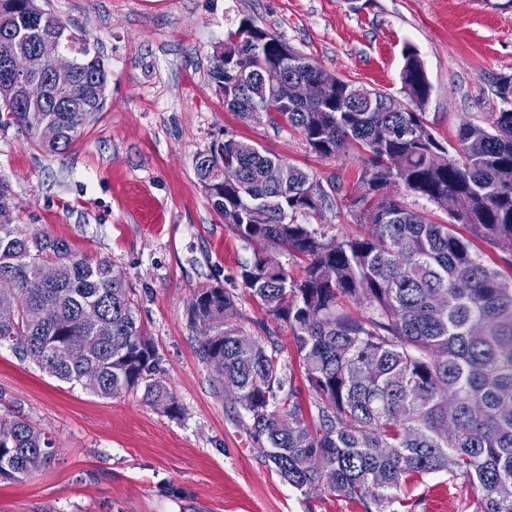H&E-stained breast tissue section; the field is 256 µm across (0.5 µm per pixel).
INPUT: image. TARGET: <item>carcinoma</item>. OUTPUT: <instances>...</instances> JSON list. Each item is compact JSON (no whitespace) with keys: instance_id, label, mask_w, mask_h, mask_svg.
<instances>
[{"instance_id":"carcinoma-1","label":"carcinoma","mask_w":512,"mask_h":512,"mask_svg":"<svg viewBox=\"0 0 512 512\" xmlns=\"http://www.w3.org/2000/svg\"><path fill=\"white\" fill-rule=\"evenodd\" d=\"M58 36L77 49L81 65L57 87L35 83L36 96L13 95V74L0 65V127L24 129L48 155L70 149L92 116L97 88L109 73L96 52L80 42L36 0H0V60L21 46ZM225 56L213 57L210 75L224 107L243 118L256 106L298 131L322 156L365 154L363 193L353 200L367 231L338 238L309 219L333 205L340 185H323L308 170L285 164V181L272 185L264 171L277 157L258 144L224 131L195 156V173L214 210L234 234L256 246L238 278L273 321L288 323L317 415L280 394L288 383L275 346L254 338L237 322L239 296L209 285L197 289L188 308L189 327L201 363L217 389L231 382L233 406L262 457L293 487L315 486L319 465L335 476L329 489L370 500L390 512L398 492L439 471L470 482L474 512H512V274L473 252L482 241L512 266V108L492 114L489 127L465 122L447 148L431 131L422 106L430 85L417 50L406 47L402 99L325 72L286 42L248 19L224 38ZM281 67L286 79L272 92L261 74ZM295 80L328 83L322 96L295 102ZM56 123L55 144L39 129ZM238 169L235 186L215 182L213 170ZM391 186L420 196L451 218L430 221L408 208ZM467 229L463 235L458 226ZM304 260L294 278L267 263L265 244ZM58 267L52 284L39 277ZM0 347L70 387L112 399L139 391L143 401L175 417L179 404L161 375L159 358L136 314L134 293L112 281V265L78 255L69 242L28 233L15 224L12 189L0 180ZM364 307L355 315L344 300ZM38 305L45 321L32 324ZM100 319L86 321L84 309ZM87 370L94 384L83 381ZM59 449L42 428L20 415L0 419V479L21 481L56 460Z\"/></svg>"}]
</instances>
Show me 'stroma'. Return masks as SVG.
I'll return each instance as SVG.
<instances>
[{
	"mask_svg": "<svg viewBox=\"0 0 512 512\" xmlns=\"http://www.w3.org/2000/svg\"><path fill=\"white\" fill-rule=\"evenodd\" d=\"M86 37L110 73L106 101L71 149L41 152L17 127L0 128V178L14 191L17 224L110 261L132 288L137 316L181 408L171 418L140 393L95 397L0 348V418L20 414L48 431L57 460L21 482L0 481V512H367L327 488L301 491L265 465L246 423L216 393L197 355L186 310L197 290H239L237 321L252 336L268 323L288 374L284 397L313 408L292 332L268 321L237 277L252 261L214 211L194 158L233 131L317 179L344 201L317 222L359 232L348 203L363 159L320 156L267 115L226 111L210 77L213 53L253 19L326 72L399 95L403 53L414 46L431 85L432 132L453 142L464 122L487 125L506 108L496 80L512 75V0H38ZM397 512H473L474 493L448 471L401 493Z\"/></svg>",
	"mask_w": 512,
	"mask_h": 512,
	"instance_id": "35a3bbf8",
	"label": "stroma"
}]
</instances>
